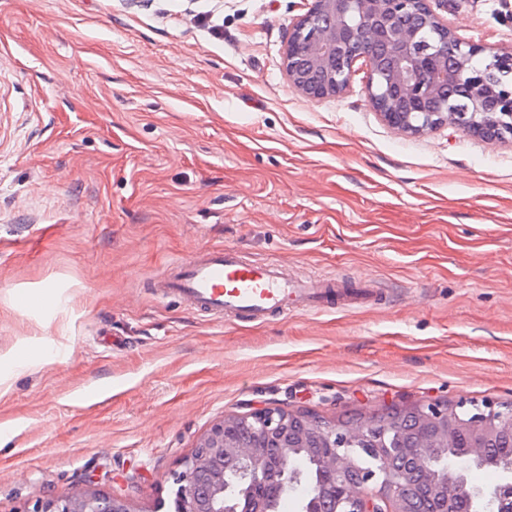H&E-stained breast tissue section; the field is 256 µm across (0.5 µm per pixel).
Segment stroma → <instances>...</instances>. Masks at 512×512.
Segmentation results:
<instances>
[{"instance_id": "stroma-1", "label": "stroma", "mask_w": 512, "mask_h": 512, "mask_svg": "<svg viewBox=\"0 0 512 512\" xmlns=\"http://www.w3.org/2000/svg\"><path fill=\"white\" fill-rule=\"evenodd\" d=\"M305 4L0 0V360L28 363L0 387V512L81 488L173 512L230 414L512 402V139L408 136L360 74L305 98ZM448 17L512 48V0ZM216 245L386 302L216 323L153 294Z\"/></svg>"}]
</instances>
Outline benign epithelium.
Listing matches in <instances>:
<instances>
[{
  "label": "benign epithelium",
  "mask_w": 512,
  "mask_h": 512,
  "mask_svg": "<svg viewBox=\"0 0 512 512\" xmlns=\"http://www.w3.org/2000/svg\"><path fill=\"white\" fill-rule=\"evenodd\" d=\"M446 0H310L307 10L292 27L284 61L288 82L309 99L336 96L350 86L356 64L366 68V88L376 112L391 127L420 136L448 126L487 140H502L512 132V50L495 51L458 35V28L439 10ZM431 26L444 32L435 45L419 43L421 29ZM492 54L485 68L473 60ZM466 90L468 108L461 111L450 103L451 90ZM420 419L432 422L448 433V404L435 402L418 406ZM258 441H224V423L216 424L200 449L184 461L180 471L182 512H238L241 505L224 499V479L218 476L207 488L193 483L195 471L214 458L243 459L239 473V495L250 502L251 493L269 482L271 466L266 441L288 428V411L265 408ZM249 413L232 414L248 419ZM333 448L321 459L322 470L333 483L337 505L327 504L321 495H310L308 512H413L408 486L412 475L394 462V456L413 457L433 492L451 504H462L460 512H494L498 501L512 491V463L501 467L498 481L488 487L468 483L465 465L448 467L442 476L433 469V449L374 448L376 467L358 469L344 448L347 438L330 433ZM293 449L288 442L279 446L277 470L291 473ZM25 512H130L127 501L112 497L98 502L90 491L58 498L35 500Z\"/></svg>",
  "instance_id": "benign-epithelium-1"
}]
</instances>
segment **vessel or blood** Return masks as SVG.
I'll return each instance as SVG.
<instances>
[{
    "instance_id": "1",
    "label": "vessel or blood",
    "mask_w": 512,
    "mask_h": 512,
    "mask_svg": "<svg viewBox=\"0 0 512 512\" xmlns=\"http://www.w3.org/2000/svg\"><path fill=\"white\" fill-rule=\"evenodd\" d=\"M152 286L158 297L174 299L217 322L261 323L288 312L382 301L373 285L322 276L300 280L283 260H250L228 246L178 257Z\"/></svg>"
}]
</instances>
